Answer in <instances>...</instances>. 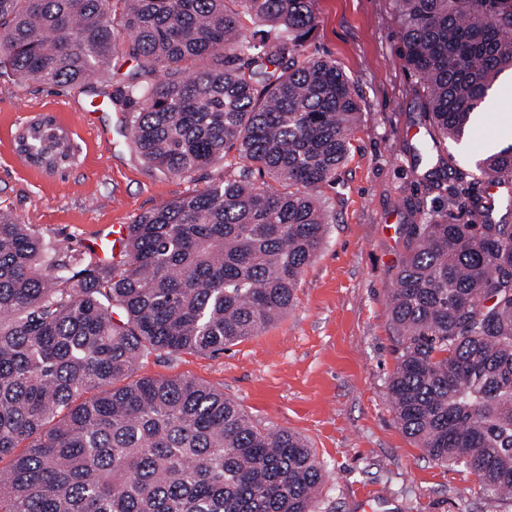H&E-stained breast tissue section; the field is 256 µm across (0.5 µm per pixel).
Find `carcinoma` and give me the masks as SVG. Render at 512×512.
<instances>
[{"label":"carcinoma","mask_w":512,"mask_h":512,"mask_svg":"<svg viewBox=\"0 0 512 512\" xmlns=\"http://www.w3.org/2000/svg\"><path fill=\"white\" fill-rule=\"evenodd\" d=\"M395 7L431 141L412 153L431 163L512 72V0ZM316 26L313 0H0V78L96 96L114 83L150 166L236 167L138 216L117 265L0 211V512H317L324 470L302 437L194 378L127 381L143 356L221 352L293 305L360 116L336 62L306 54ZM18 150L50 169L71 158L50 116ZM475 167L499 196L466 222L402 228L388 392L429 459L512 498V143Z\"/></svg>","instance_id":"1"}]
</instances>
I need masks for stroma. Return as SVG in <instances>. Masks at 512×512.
<instances>
[{"label":"stroma","mask_w":512,"mask_h":512,"mask_svg":"<svg viewBox=\"0 0 512 512\" xmlns=\"http://www.w3.org/2000/svg\"><path fill=\"white\" fill-rule=\"evenodd\" d=\"M317 28L307 55L335 61L362 108L348 159L321 194L324 242L305 267L294 304L277 323L219 354L154 353L131 377H192L223 390L261 427L304 437L326 471L320 512H512L460 466L429 460L398 425L388 380L396 342L386 298L404 252L400 225L421 213L468 220L483 181L454 196L490 146L512 142V126L487 110L466 144L446 142L440 186L410 152L425 137L412 80L400 59L393 0H314ZM50 115L70 134L76 160L49 174L21 164L17 129ZM107 98L79 89L0 81V209L63 250L224 177L220 165L188 177L143 163Z\"/></svg>","instance_id":"obj_1"}]
</instances>
